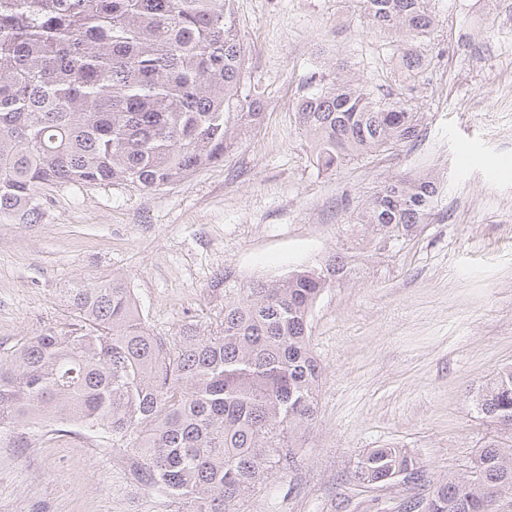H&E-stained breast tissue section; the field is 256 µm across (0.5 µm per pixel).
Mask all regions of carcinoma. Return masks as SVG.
Segmentation results:
<instances>
[{
  "mask_svg": "<svg viewBox=\"0 0 512 512\" xmlns=\"http://www.w3.org/2000/svg\"><path fill=\"white\" fill-rule=\"evenodd\" d=\"M431 0H362L370 28L421 40ZM233 0H0V215L35 224L47 192L132 184L156 190L224 162L237 134L260 123L262 92L241 101L242 44ZM405 73L420 53L404 47ZM297 120L318 166L418 138L416 113L357 80L310 76ZM432 179L384 185L361 223L389 238L427 221ZM345 267L243 281L224 269V308L205 328L150 332L126 277L71 283L73 318L0 357V438L27 448L51 431L133 447L140 481L194 507L234 502L275 469L288 473L302 428L317 413L322 368L308 314ZM478 409L512 432V365L482 387ZM417 489L404 512H504L512 505V446L493 439L462 479L427 483L405 448H374L357 462L365 488L400 477Z\"/></svg>",
  "mask_w": 512,
  "mask_h": 512,
  "instance_id": "1",
  "label": "carcinoma"
}]
</instances>
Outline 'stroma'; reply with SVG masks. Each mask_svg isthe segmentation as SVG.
Wrapping results in <instances>:
<instances>
[{
	"instance_id": "1",
	"label": "stroma",
	"mask_w": 512,
	"mask_h": 512,
	"mask_svg": "<svg viewBox=\"0 0 512 512\" xmlns=\"http://www.w3.org/2000/svg\"><path fill=\"white\" fill-rule=\"evenodd\" d=\"M436 25L406 81L397 44L366 28L360 0H234L241 95L264 117L223 163L155 191L76 186L49 194L39 223L0 218V355L65 323L75 280L126 274L155 335L221 310L225 269L268 279L341 259L347 273L308 318L323 367L298 464L236 512H394L405 486L353 478L374 448L419 455L437 483L467 476L508 436L475 397L512 364V0H432ZM346 65L407 104L417 140L319 168L295 112L311 74ZM434 177L436 208L380 244L360 205L385 184ZM135 450L72 435L0 449V512H186L139 479Z\"/></svg>"
}]
</instances>
